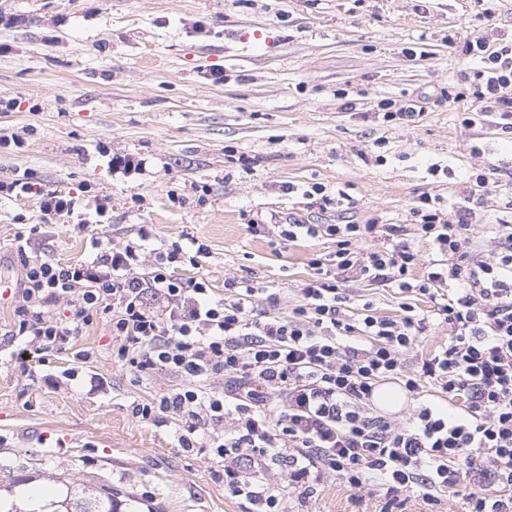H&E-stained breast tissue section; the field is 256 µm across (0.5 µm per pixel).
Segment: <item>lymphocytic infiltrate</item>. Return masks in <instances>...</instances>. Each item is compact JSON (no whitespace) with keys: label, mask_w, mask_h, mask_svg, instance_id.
<instances>
[{"label":"lymphocytic infiltrate","mask_w":512,"mask_h":512,"mask_svg":"<svg viewBox=\"0 0 512 512\" xmlns=\"http://www.w3.org/2000/svg\"><path fill=\"white\" fill-rule=\"evenodd\" d=\"M464 52L479 66L465 75L466 90L446 91V98L490 105L501 129L512 132V43L492 49L468 41ZM31 193L40 198L39 221L15 235L13 317L5 333L11 360L29 380L54 388L75 380L72 368L58 378L40 374L27 352L67 351L89 363L97 352L79 346L78 338L104 321L112 351L134 381L163 371L184 380L174 392L134 401L132 416L159 427L175 424L180 448L219 460L215 478L255 512H282L278 495L261 479L271 462L286 467L295 485L333 474L358 489L377 484L426 501L459 490L475 471L487 487L466 493L468 512H512V233L486 262L476 259L466 233L473 208L414 207L418 237L449 258L430 263L416 279L419 254L403 225L290 222L284 240L324 235L335 240L336 251L329 264L311 259L303 302L282 318L258 313V289L248 282L225 280L226 295L215 300L207 280L178 276L179 265H198L205 256L197 238L155 249L146 259V224L137 241L119 247L92 238V260L49 258L40 241L52 235L55 218L84 231L91 217L111 210V198H97L90 214L82 194L38 187L32 175L0 180V198ZM383 236L391 246L356 248L359 240ZM355 278L429 299L450 329L447 343L408 365L421 319L408 303L397 318L377 315L369 301L352 309L343 285ZM218 378L228 381L223 392L207 391ZM387 380L414 401L406 423L371 407ZM430 386L456 404V415L426 397ZM491 485L498 493H488Z\"/></svg>","instance_id":"f902f5d3"}]
</instances>
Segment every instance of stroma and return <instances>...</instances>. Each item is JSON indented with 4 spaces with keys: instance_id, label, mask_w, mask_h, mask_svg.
I'll return each instance as SVG.
<instances>
[{
    "instance_id": "obj_1",
    "label": "stroma",
    "mask_w": 512,
    "mask_h": 512,
    "mask_svg": "<svg viewBox=\"0 0 512 512\" xmlns=\"http://www.w3.org/2000/svg\"><path fill=\"white\" fill-rule=\"evenodd\" d=\"M481 11L480 0H0V98L15 102L0 111V132L25 139L0 151V180L26 170L47 189L91 183L112 198L100 236L122 246L143 224L156 247L195 236L208 254L183 277L209 280L218 296L225 279L253 282L275 299L260 310L282 317L303 302L310 260L336 250L326 238L282 240L293 217L408 226L420 198L450 211L480 176L486 193L468 234L492 260L512 225V135L491 112L463 127L461 105L442 97L478 65L465 41L512 42V0H498L493 18ZM383 99L424 111L385 122L374 115ZM101 144L146 158V173L111 175ZM228 145L250 170L225 162ZM315 184L333 199L327 209L304 195ZM38 215L36 197L0 200V261L13 259L19 223ZM253 218L265 224L257 236L246 228ZM411 303L424 320L412 364L449 330L429 300ZM109 341L102 325L79 339L99 351L87 371L109 381L101 392L79 381L33 386L0 365V483L19 494L98 484L124 512H249L213 479L208 453L132 418V401L181 378L133 381ZM263 480L284 512H384L389 501L333 475L293 487L275 464Z\"/></svg>"
}]
</instances>
